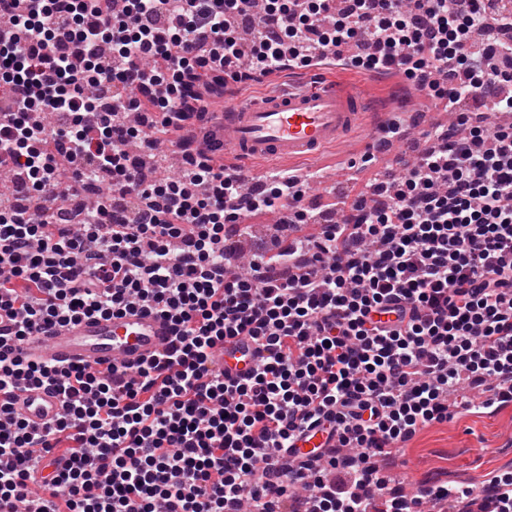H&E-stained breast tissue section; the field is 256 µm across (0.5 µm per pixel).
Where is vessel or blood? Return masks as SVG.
Listing matches in <instances>:
<instances>
[{"label": "vessel or blood", "instance_id": "1", "mask_svg": "<svg viewBox=\"0 0 512 512\" xmlns=\"http://www.w3.org/2000/svg\"><path fill=\"white\" fill-rule=\"evenodd\" d=\"M370 80L346 89L334 85L301 86L276 95L238 97L219 113L215 138L237 158L244 182L256 179L258 164L276 160L311 161L355 131L366 110ZM172 338L164 318L142 309L112 318L81 319L29 336L23 354L57 365L100 369L108 364L134 367L163 351ZM215 361L228 379L250 375L261 362L260 345L247 337L229 340L215 350ZM17 415L31 426L56 422L64 398L53 389L21 388L11 400ZM336 441L314 428L298 434L289 456L304 459L326 455Z\"/></svg>", "mask_w": 512, "mask_h": 512}]
</instances>
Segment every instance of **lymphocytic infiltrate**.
Segmentation results:
<instances>
[{
    "instance_id": "1",
    "label": "lymphocytic infiltrate",
    "mask_w": 512,
    "mask_h": 512,
    "mask_svg": "<svg viewBox=\"0 0 512 512\" xmlns=\"http://www.w3.org/2000/svg\"><path fill=\"white\" fill-rule=\"evenodd\" d=\"M0 512L27 506L28 478L67 457L38 512H370L378 456L447 421L448 394L489 387L512 404V125L488 128L469 97L512 112V0H0ZM395 68L445 100L465 139L420 153L381 207L358 202L317 238L259 254L225 246L257 209L308 223L298 180L250 197L209 125L227 81L342 59ZM177 147L173 179L147 178L132 143ZM108 179L77 224L58 200ZM131 200L113 222L114 200ZM142 307L174 339L134 369L23 355L32 332ZM397 313L382 327L376 317ZM247 336L265 352L228 381L214 350ZM59 391L65 412L27 425L10 397ZM321 427L358 463L350 482L286 453ZM302 485L305 498L288 490ZM467 485L395 494L467 503Z\"/></svg>"
}]
</instances>
